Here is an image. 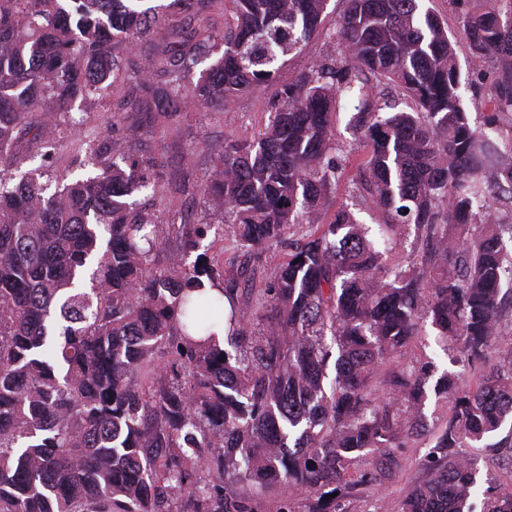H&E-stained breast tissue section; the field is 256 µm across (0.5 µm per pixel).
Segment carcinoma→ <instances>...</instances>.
<instances>
[{
	"mask_svg": "<svg viewBox=\"0 0 512 512\" xmlns=\"http://www.w3.org/2000/svg\"><path fill=\"white\" fill-rule=\"evenodd\" d=\"M139 2L0 0V512H253L233 489L243 482L277 493L276 512H336L390 476L389 449L424 426L433 378L448 412L431 477L402 512H512L497 482L476 504L462 452L512 420V349L472 391L435 377L427 355L401 364L395 401L377 388L425 319L471 366L499 334L512 136L490 141L470 123L455 45L496 59L487 122L511 114L512 0H469L453 36L424 0H347L330 34L338 55L282 88L258 137L225 143L200 189L224 207L237 249L285 250L243 309L236 283L255 268L221 282L209 212L175 227L130 201L160 191L152 157L79 134L58 169L66 112L119 78L145 123L228 103L275 79L329 0H233L224 52L191 86L185 73L214 47L201 23L222 0H170L189 20L160 38L158 13ZM144 40L162 82L122 71L119 50ZM342 111L360 139L350 181L373 225L346 205L329 213L351 165ZM402 227L414 241L395 258ZM172 233L181 248L157 267ZM299 492L312 497L304 511Z\"/></svg>",
	"mask_w": 512,
	"mask_h": 512,
	"instance_id": "cac0c4a2",
	"label": "carcinoma"
}]
</instances>
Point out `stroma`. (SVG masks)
<instances>
[{"instance_id":"35a3bbf8","label":"stroma","mask_w":512,"mask_h":512,"mask_svg":"<svg viewBox=\"0 0 512 512\" xmlns=\"http://www.w3.org/2000/svg\"><path fill=\"white\" fill-rule=\"evenodd\" d=\"M345 8L346 0H329L324 13L323 33L311 39L302 52L288 55L275 82L250 87L220 111H204L187 106L179 117L157 124L151 133L140 136L135 148L147 151L154 157L162 181L183 182L194 187L195 192L187 197L168 191L158 200L144 192L136 194V202L147 208L152 206L159 209L160 218L166 223L191 221L204 209L212 213L214 220H222L223 208L198 194V187L204 186L210 179L214 161L223 152L225 141L243 139L264 128L273 105L279 101L281 85L296 81L313 66L338 53L337 43L329 39L328 34L337 28ZM456 53L461 72V100L472 124L485 126L487 134L494 139L512 136L510 118L490 127L485 124L488 113L484 104L487 95L485 80L492 77V66L485 64L481 69H474L464 43H457ZM124 95V87L115 85L109 95L77 101L71 109V117L82 123L84 129L108 130L113 139L127 141L132 130L131 122L114 127L109 124L112 113L123 111ZM502 309L503 320L496 338V350L489 354L482 366L469 367L457 363L456 348L439 346L431 333L409 349L408 359L428 355L439 371L447 370L456 374L460 388H476L482 375L496 364L499 351L512 348V304L503 303ZM423 415L426 431L410 435L404 447L394 451V477L382 484L359 487L357 494L342 500L343 512H362L366 507L372 508L373 512H401L412 490L429 479L425 460L433 445V437L443 423L442 399L429 396ZM497 437L503 442L502 449L480 447L470 451L479 470L477 479L482 482L490 476L501 483L512 484V452L505 447L506 442L512 441V428L503 427Z\"/></svg>"}]
</instances>
